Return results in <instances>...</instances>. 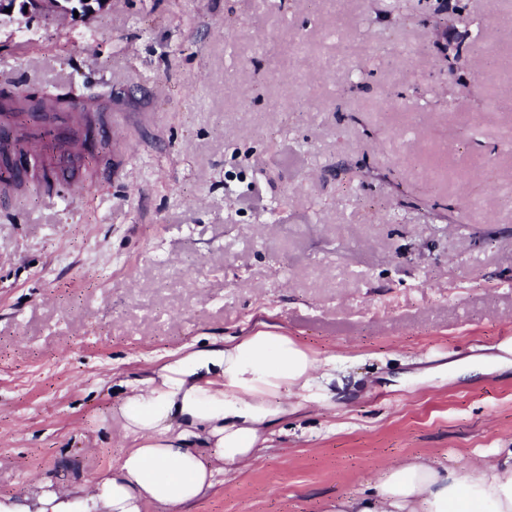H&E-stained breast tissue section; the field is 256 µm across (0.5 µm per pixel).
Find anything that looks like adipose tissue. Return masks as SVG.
I'll return each mask as SVG.
<instances>
[{"label": "adipose tissue", "mask_w": 512, "mask_h": 512, "mask_svg": "<svg viewBox=\"0 0 512 512\" xmlns=\"http://www.w3.org/2000/svg\"><path fill=\"white\" fill-rule=\"evenodd\" d=\"M288 334L262 324L247 334L173 356L129 383L115 415L131 441L112 473L80 492L39 485L35 504L0 496V512H146L191 504L222 464L257 458L288 400L321 402L329 373ZM335 512H512V448L474 473L417 457L386 466L373 492L336 502Z\"/></svg>", "instance_id": "obj_1"}]
</instances>
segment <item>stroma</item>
<instances>
[{
  "instance_id": "1",
  "label": "stroma",
  "mask_w": 512,
  "mask_h": 512,
  "mask_svg": "<svg viewBox=\"0 0 512 512\" xmlns=\"http://www.w3.org/2000/svg\"><path fill=\"white\" fill-rule=\"evenodd\" d=\"M72 88L107 133L0 206V494L112 470L126 382L261 323L333 398L148 512H329L512 448V0L0 14V95Z\"/></svg>"
}]
</instances>
